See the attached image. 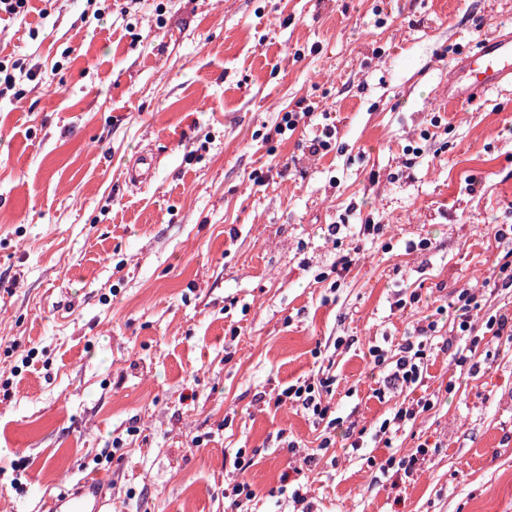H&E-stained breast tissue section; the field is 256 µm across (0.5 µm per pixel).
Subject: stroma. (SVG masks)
I'll return each instance as SVG.
<instances>
[{
    "instance_id": "stroma-1",
    "label": "stroma",
    "mask_w": 512,
    "mask_h": 512,
    "mask_svg": "<svg viewBox=\"0 0 512 512\" xmlns=\"http://www.w3.org/2000/svg\"><path fill=\"white\" fill-rule=\"evenodd\" d=\"M509 26L512 0H31L0 15V512L102 474L112 512H293L288 482L311 512H512V340L481 338L473 376L445 344L459 290L512 314L494 284L512 248V88L439 102L453 61ZM301 100L308 125L277 134ZM327 115L336 135L310 154ZM143 152L154 177L128 187ZM363 224L384 233L359 239ZM425 318L422 382L386 387L370 347L396 354ZM322 376L323 452L325 426L275 403ZM425 400L390 443L350 449ZM420 443L422 471L375 483ZM240 478L256 497L238 508L224 489Z\"/></svg>"
}]
</instances>
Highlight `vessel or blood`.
Wrapping results in <instances>:
<instances>
[{"instance_id": "vessel-or-blood-1", "label": "vessel or blood", "mask_w": 512, "mask_h": 512, "mask_svg": "<svg viewBox=\"0 0 512 512\" xmlns=\"http://www.w3.org/2000/svg\"><path fill=\"white\" fill-rule=\"evenodd\" d=\"M512 84V30H500L480 42L476 51L461 57L448 73V104L474 103L489 93ZM156 159L139 155L125 172L130 186L148 185ZM108 484L97 477L79 482L45 502V512H112Z\"/></svg>"}]
</instances>
